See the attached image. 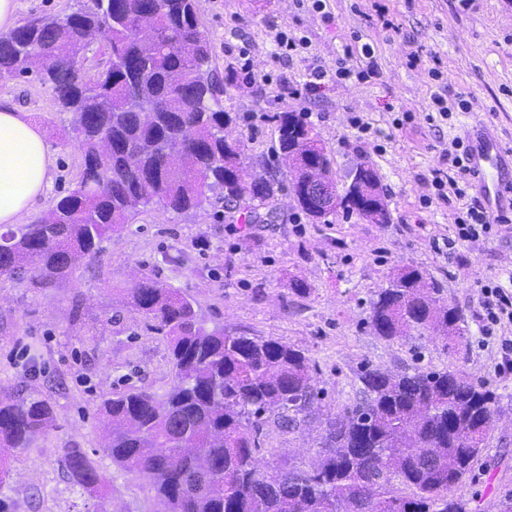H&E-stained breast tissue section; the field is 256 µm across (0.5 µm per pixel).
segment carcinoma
I'll return each instance as SVG.
<instances>
[{
  "mask_svg": "<svg viewBox=\"0 0 512 512\" xmlns=\"http://www.w3.org/2000/svg\"><path fill=\"white\" fill-rule=\"evenodd\" d=\"M201 0H76L75 10L43 15L0 36V76H36L71 115L84 164L78 186L33 224L0 232V274L44 287L94 258L111 232L160 204L177 213L209 194L269 213L275 182L256 183L241 144L225 139L226 83L201 29ZM104 69L81 75L92 43ZM291 187L311 167L333 176L328 155L305 153L312 131L294 112L272 116ZM300 209L325 224L330 212ZM370 301L369 326L387 340L412 330L463 338V313L417 268ZM128 304L168 341L172 384L163 395L129 388L103 399L105 452L128 472L153 471L165 512H474L455 495L484 450L498 414L495 392L451 371L366 369L360 397L329 422L325 451L310 470L269 475L255 457L273 419L295 428L318 392L305 351L276 339L206 329L194 301L145 277ZM53 423L48 403L0 394V447L22 453ZM67 476L92 494L104 477L79 448L63 449ZM404 485L412 496L400 497Z\"/></svg>",
  "mask_w": 512,
  "mask_h": 512,
  "instance_id": "cac0c4a2",
  "label": "carcinoma"
}]
</instances>
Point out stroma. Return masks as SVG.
<instances>
[{
	"label": "stroma",
	"instance_id": "stroma-1",
	"mask_svg": "<svg viewBox=\"0 0 512 512\" xmlns=\"http://www.w3.org/2000/svg\"><path fill=\"white\" fill-rule=\"evenodd\" d=\"M372 0H326L327 14L302 0H204L199 13L214 66L232 70L223 98L234 116L229 130L242 140L246 163L259 176L292 174L279 160L272 116L305 115L332 161L338 187L362 161L381 177L390 221L371 224L339 212L314 224L290 192L273 200L280 218L252 223L248 211L230 209L212 197L200 208L176 213L162 206L143 209L112 233L93 260L76 264L66 281L45 288L0 275V389L41 394L53 411L52 426L34 448L9 457L10 476L0 493L15 512H95L98 500L73 487L62 464L64 449L89 454L108 479L111 512H161L149 478L123 471L104 453L97 415L101 397L131 386L161 394L170 386L167 343L127 308L123 291L142 277L178 289L195 301L206 327L274 338L305 349L315 368L319 408L291 432L267 424L258 457L264 471L309 468L318 458L329 418L350 406L365 369L400 371L416 366L451 370L501 397L500 414L463 497L477 498L480 512H499L512 494V371L501 372L500 338L483 331L480 281L492 278L512 291V225L479 241L455 239L454 213L479 204L475 190L464 200L435 199L432 171L448 168L443 151L462 139L465 123L496 126L512 145V0H384L395 31L382 29ZM306 38V49L275 58L278 30ZM370 45L353 66L374 64L376 78L329 82L320 96H295L314 67L334 71L354 38ZM249 58H241L240 46ZM423 61L409 65L411 52ZM439 64L441 80L429 74ZM469 101L466 112L430 118L432 98ZM28 112L56 157L52 208L76 188L82 155L74 146L70 116L59 110L51 87L38 81L0 78V98ZM410 112L401 128L392 110ZM360 114L381 133L364 138L350 124ZM403 265L421 269L440 285L443 297L462 310L465 339L447 347L426 331L389 341L369 325L371 297ZM309 291L292 292V279Z\"/></svg>",
	"mask_w": 512,
	"mask_h": 512
}]
</instances>
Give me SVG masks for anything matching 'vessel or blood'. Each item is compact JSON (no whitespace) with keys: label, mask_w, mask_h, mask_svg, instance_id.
<instances>
[{"label":"vessel or blood","mask_w":512,"mask_h":512,"mask_svg":"<svg viewBox=\"0 0 512 512\" xmlns=\"http://www.w3.org/2000/svg\"><path fill=\"white\" fill-rule=\"evenodd\" d=\"M467 167L470 179L478 188L489 216H496L504 205L512 204V148L505 146L497 129L475 122L466 130Z\"/></svg>","instance_id":"b4317fda"}]
</instances>
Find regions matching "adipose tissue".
<instances>
[{
	"label": "adipose tissue",
	"instance_id": "ef3b65f1",
	"mask_svg": "<svg viewBox=\"0 0 512 512\" xmlns=\"http://www.w3.org/2000/svg\"><path fill=\"white\" fill-rule=\"evenodd\" d=\"M55 156L40 128L0 100V225L26 223L46 198Z\"/></svg>",
	"mask_w": 512,
	"mask_h": 512
}]
</instances>
